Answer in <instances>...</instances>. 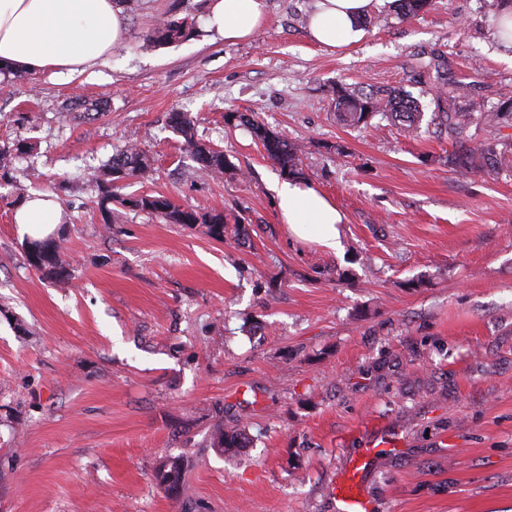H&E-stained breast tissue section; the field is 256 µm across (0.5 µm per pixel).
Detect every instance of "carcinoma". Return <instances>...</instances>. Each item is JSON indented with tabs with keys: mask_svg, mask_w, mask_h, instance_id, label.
<instances>
[{
	"mask_svg": "<svg viewBox=\"0 0 512 512\" xmlns=\"http://www.w3.org/2000/svg\"><path fill=\"white\" fill-rule=\"evenodd\" d=\"M512 6V0H492L491 6L498 16L497 33L501 41L512 40V11L504 10L506 5ZM187 22L172 16L159 21L145 38V46L156 47L173 45L183 41L187 36ZM433 69L436 72L435 85L431 87L433 103L437 112L433 113L438 120L440 134L454 147L448 161L460 172L479 171L493 172L498 163L507 154H512V141L500 139L477 140L468 135L471 126L480 124L496 126L506 117L512 116V99L502 102L490 111H463L456 107L455 99L448 97L445 81L447 60L442 53L433 54ZM336 114L344 124L359 127L368 125L376 115L383 114L400 122L401 128L413 134L419 128L424 115L419 99L408 92L387 89H371L369 91L355 86L341 85L336 90ZM224 121L228 124L246 128L251 135L262 143L270 160L289 176L299 174L301 155L304 147L289 141L285 136L272 131L259 120L257 113H227ZM171 128L183 139V149L199 165V170L213 178H222L233 174L234 167L228 162L224 153L210 144L197 138L193 118L185 112L169 114ZM33 152V144L19 139L11 146L0 148V181L14 179L10 162L14 158H22ZM151 168L149 155L136 144L126 143L124 149L112 155L107 164L95 169L89 175L100 192L99 205L106 223H116L120 213L109 208L112 202H118L149 214L161 216L169 224L188 226L201 225L205 233L213 238L222 239L224 233L231 231L239 234L245 231L244 219H234V225H227L224 213L210 211L206 208L182 209L161 195L144 194L134 199L125 200L117 196L118 184L124 179L140 175ZM52 251L30 264L36 265L45 277L61 285L69 283L67 263L62 258L60 246L51 243ZM249 442L246 430L238 425H219L212 436L215 448H244ZM168 471L175 490H180L185 481L186 466L181 459L169 461Z\"/></svg>",
	"mask_w": 512,
	"mask_h": 512,
	"instance_id": "obj_1",
	"label": "carcinoma"
}]
</instances>
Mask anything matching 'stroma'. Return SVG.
Here are the masks:
<instances>
[{
	"label": "stroma",
	"instance_id": "stroma-1",
	"mask_svg": "<svg viewBox=\"0 0 512 512\" xmlns=\"http://www.w3.org/2000/svg\"><path fill=\"white\" fill-rule=\"evenodd\" d=\"M316 0H266L250 40L209 33L206 0H140L95 77H0V146L33 142L0 182V512H338L333 494L370 453L372 512H512V160L459 174L436 125L408 135L335 112L346 83L434 106L419 63L448 57L456 103L512 98V50L483 0L388 6L359 42L309 36ZM182 42L144 49L168 16ZM102 104L73 111L76 99ZM190 113L235 176L197 171L167 124ZM228 112H255L306 145L300 181L345 217L329 250L291 234L285 176ZM153 166L119 194L244 214L245 234L124 209L105 226L87 174L127 141ZM48 192L71 280L27 261L15 199ZM249 447H211L221 421ZM184 460L181 493L156 479Z\"/></svg>",
	"mask_w": 512,
	"mask_h": 512
}]
</instances>
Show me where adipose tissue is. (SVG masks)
Returning <instances> with one entry per match:
<instances>
[{
  "label": "adipose tissue",
  "instance_id": "obj_1",
  "mask_svg": "<svg viewBox=\"0 0 512 512\" xmlns=\"http://www.w3.org/2000/svg\"><path fill=\"white\" fill-rule=\"evenodd\" d=\"M385 0H317L309 34L324 46L362 39L361 23ZM264 0H209L207 27L229 41L253 37L264 21ZM123 33L120 0H0V66L36 72L82 74L111 54ZM284 224L297 235L311 231L323 247L339 245L342 213L316 189L286 182L278 190ZM21 234L43 238L63 221L60 204L38 194L16 210Z\"/></svg>",
  "mask_w": 512,
  "mask_h": 512
}]
</instances>
